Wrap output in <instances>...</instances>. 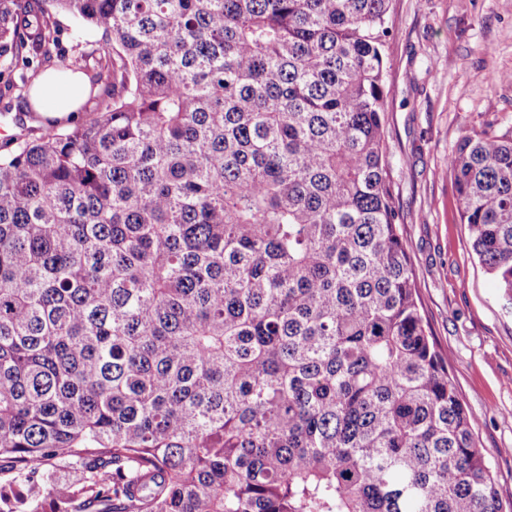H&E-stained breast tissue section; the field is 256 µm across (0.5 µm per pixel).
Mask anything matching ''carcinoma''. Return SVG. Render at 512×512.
I'll return each instance as SVG.
<instances>
[{
    "instance_id": "1",
    "label": "carcinoma",
    "mask_w": 512,
    "mask_h": 512,
    "mask_svg": "<svg viewBox=\"0 0 512 512\" xmlns=\"http://www.w3.org/2000/svg\"><path fill=\"white\" fill-rule=\"evenodd\" d=\"M102 115L0 153V512H504L416 299L390 0H0V59ZM512 301V138L448 158Z\"/></svg>"
}]
</instances>
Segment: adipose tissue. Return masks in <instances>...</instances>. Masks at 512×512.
<instances>
[{
    "label": "adipose tissue",
    "mask_w": 512,
    "mask_h": 512,
    "mask_svg": "<svg viewBox=\"0 0 512 512\" xmlns=\"http://www.w3.org/2000/svg\"><path fill=\"white\" fill-rule=\"evenodd\" d=\"M90 93L87 77L80 73L58 75L50 72L40 77L31 92L35 111L55 119L78 112Z\"/></svg>",
    "instance_id": "adipose-tissue-1"
}]
</instances>
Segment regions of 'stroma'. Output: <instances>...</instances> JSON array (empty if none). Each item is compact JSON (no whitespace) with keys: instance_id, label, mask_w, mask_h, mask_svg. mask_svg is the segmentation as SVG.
Here are the masks:
<instances>
[{"instance_id":"35a3bbf8","label":"stroma","mask_w":512,"mask_h":512,"mask_svg":"<svg viewBox=\"0 0 512 512\" xmlns=\"http://www.w3.org/2000/svg\"><path fill=\"white\" fill-rule=\"evenodd\" d=\"M387 160L420 309L477 417L503 504L512 503V304L461 222L448 157L472 131L512 136V0H391Z\"/></svg>"}]
</instances>
